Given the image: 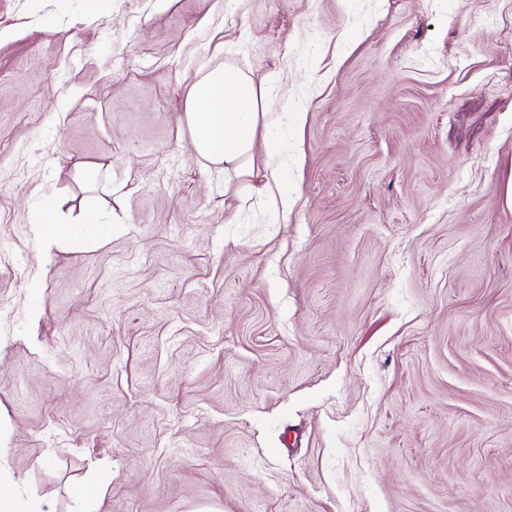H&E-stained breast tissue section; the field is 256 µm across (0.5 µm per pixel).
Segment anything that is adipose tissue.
<instances>
[{
	"label": "adipose tissue",
	"instance_id": "1",
	"mask_svg": "<svg viewBox=\"0 0 512 512\" xmlns=\"http://www.w3.org/2000/svg\"><path fill=\"white\" fill-rule=\"evenodd\" d=\"M268 88L256 86L249 73L228 64L203 74L193 85L181 116L190 133L191 144L202 158L223 168L225 175L253 179V192L267 196L288 212L292 196L283 188V172L275 147L278 119L263 111ZM265 145L263 171L254 168L257 145ZM42 250L62 243L80 244L104 233L100 213L87 204L77 224H61L53 207L40 212L34 226Z\"/></svg>",
	"mask_w": 512,
	"mask_h": 512
}]
</instances>
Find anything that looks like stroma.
<instances>
[{
    "instance_id": "1",
    "label": "stroma",
    "mask_w": 512,
    "mask_h": 512,
    "mask_svg": "<svg viewBox=\"0 0 512 512\" xmlns=\"http://www.w3.org/2000/svg\"><path fill=\"white\" fill-rule=\"evenodd\" d=\"M227 63L288 216L180 123ZM0 420L56 512H512V0H0ZM106 228L107 225L100 224V213L93 203L84 207L80 224H58L53 206H45L34 224L44 252L61 243H86L103 234ZM109 483L98 482L92 485L79 486L75 489V495L83 504L81 512H100L101 504L105 498Z\"/></svg>"
}]
</instances>
